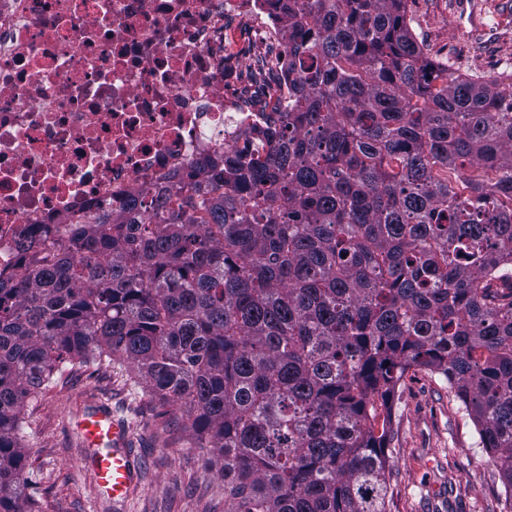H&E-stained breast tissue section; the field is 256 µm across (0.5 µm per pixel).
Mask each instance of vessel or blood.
<instances>
[{
  "instance_id": "obj_1",
  "label": "vessel or blood",
  "mask_w": 512,
  "mask_h": 512,
  "mask_svg": "<svg viewBox=\"0 0 512 512\" xmlns=\"http://www.w3.org/2000/svg\"><path fill=\"white\" fill-rule=\"evenodd\" d=\"M76 429L86 449L84 468L93 472L99 488L113 499H128L137 478L128 447V426L113 415L110 407L97 405L81 415Z\"/></svg>"
}]
</instances>
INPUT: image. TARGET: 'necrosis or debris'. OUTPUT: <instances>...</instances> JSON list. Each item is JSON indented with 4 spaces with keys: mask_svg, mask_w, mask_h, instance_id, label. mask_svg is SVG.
Returning <instances> with one entry per match:
<instances>
[{
    "mask_svg": "<svg viewBox=\"0 0 512 512\" xmlns=\"http://www.w3.org/2000/svg\"><path fill=\"white\" fill-rule=\"evenodd\" d=\"M259 51L272 0H0V274L44 224L67 243L89 214L124 218L168 176L257 143L264 112L224 98L226 24Z\"/></svg>",
    "mask_w": 512,
    "mask_h": 512,
    "instance_id": "4bbe7bcc",
    "label": "necrosis or debris"
}]
</instances>
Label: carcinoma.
<instances>
[{"label":"carcinoma","instance_id":"cac0c4a2","mask_svg":"<svg viewBox=\"0 0 512 512\" xmlns=\"http://www.w3.org/2000/svg\"><path fill=\"white\" fill-rule=\"evenodd\" d=\"M256 151L148 223L20 243L0 280V512H34L26 398L108 358L181 402L224 512H387L389 401L443 376L512 490V95L424 52L407 0H279Z\"/></svg>","mask_w":512,"mask_h":512}]
</instances>
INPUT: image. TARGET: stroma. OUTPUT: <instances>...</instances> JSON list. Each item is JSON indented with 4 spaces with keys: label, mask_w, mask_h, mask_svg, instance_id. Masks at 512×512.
I'll use <instances>...</instances> for the list:
<instances>
[{
    "label": "stroma",
    "mask_w": 512,
    "mask_h": 512,
    "mask_svg": "<svg viewBox=\"0 0 512 512\" xmlns=\"http://www.w3.org/2000/svg\"><path fill=\"white\" fill-rule=\"evenodd\" d=\"M407 10L430 57L512 93V0H408ZM101 402L128 424L140 467L125 504L103 495L82 467L75 421ZM24 417L36 512H224V478L186 429L185 407L159 400L131 371L75 365L66 384L27 401ZM391 426L388 512H512V490L441 375L408 372L391 401Z\"/></svg>",
    "instance_id": "35a3bbf8"
}]
</instances>
